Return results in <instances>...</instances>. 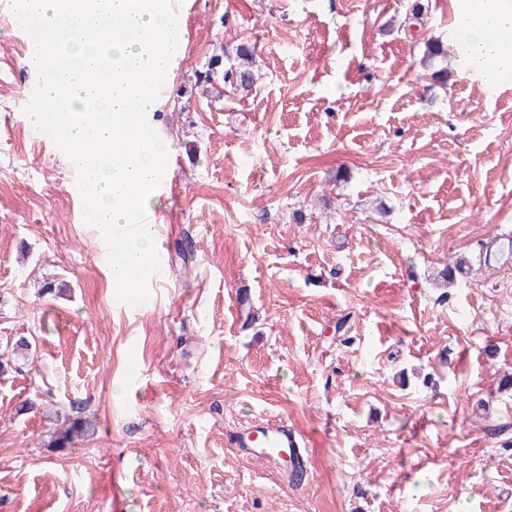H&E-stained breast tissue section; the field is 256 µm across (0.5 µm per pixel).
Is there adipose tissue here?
<instances>
[{"label":"adipose tissue","mask_w":512,"mask_h":512,"mask_svg":"<svg viewBox=\"0 0 512 512\" xmlns=\"http://www.w3.org/2000/svg\"><path fill=\"white\" fill-rule=\"evenodd\" d=\"M460 13L474 23L460 34L481 71L495 75L512 72V0H461Z\"/></svg>","instance_id":"obj_1"}]
</instances>
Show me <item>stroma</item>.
<instances>
[{
    "instance_id": "35a3bbf8",
    "label": "stroma",
    "mask_w": 512,
    "mask_h": 512,
    "mask_svg": "<svg viewBox=\"0 0 512 512\" xmlns=\"http://www.w3.org/2000/svg\"><path fill=\"white\" fill-rule=\"evenodd\" d=\"M455 8L183 0L147 117L164 278L130 309L0 0V512H512V264L482 248L512 238V85L421 67ZM77 411L90 436L48 448ZM260 417L304 436L301 483L228 446Z\"/></svg>"
}]
</instances>
